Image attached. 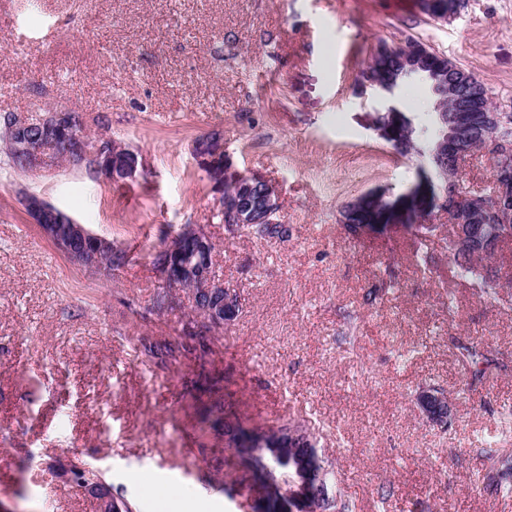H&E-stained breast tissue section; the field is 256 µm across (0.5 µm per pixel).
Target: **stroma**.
<instances>
[{
    "label": "stroma",
    "mask_w": 512,
    "mask_h": 512,
    "mask_svg": "<svg viewBox=\"0 0 512 512\" xmlns=\"http://www.w3.org/2000/svg\"><path fill=\"white\" fill-rule=\"evenodd\" d=\"M422 41L481 80L512 113V0H465L438 22L417 0H0V113L81 112L145 160L102 182L67 163L31 173L0 153V504L8 512H100L59 478L97 465L136 512H251L258 491L205 408L275 428L304 426L354 512H512V481L485 488V455L512 456V284L481 292L448 271V213L414 158L373 125L365 78L379 44ZM395 106L426 125L424 81ZM219 131L235 170L278 190L283 243L232 233L192 142ZM35 194L123 248L105 279L73 265L31 224ZM373 194L394 221L352 237L341 207ZM435 225L434 264L410 227ZM202 225L243 307L206 355L144 362L137 337L182 338L188 301L151 309L150 256ZM503 362L464 386L456 341ZM452 414L430 424L417 395Z\"/></svg>",
    "instance_id": "35a3bbf8"
}]
</instances>
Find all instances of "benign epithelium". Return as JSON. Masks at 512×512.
Segmentation results:
<instances>
[{
    "label": "benign epithelium",
    "instance_id": "7a95c632",
    "mask_svg": "<svg viewBox=\"0 0 512 512\" xmlns=\"http://www.w3.org/2000/svg\"><path fill=\"white\" fill-rule=\"evenodd\" d=\"M15 139L9 144L25 169L37 172L50 167L54 151L44 147L49 140L65 155L88 168L92 173L108 181L134 180L144 169V161L129 164L121 159L122 148L112 138L102 135L91 141L86 133L76 132L77 125H85L84 119L70 110L55 109L48 113L10 114ZM39 119L46 135L32 141L26 135L31 118ZM467 132L465 116L452 114L448 131L440 133L438 146L446 145ZM490 151L494 169L495 204L489 206L478 195H456L451 202L454 219L451 223V239L454 252L471 254L483 250L497 253L503 239L512 235V151L497 147L494 140L486 141L476 151L458 153L448 168V180L462 174L464 166L475 152ZM192 155L198 166L212 173V191L216 214L224 224H258L281 222L278 191L274 184L257 174H241L229 171L228 156L224 150V137L219 132L194 141ZM24 210L43 235L72 263L88 272L106 277L109 268L102 257L118 251L112 240L92 232L86 225L59 223L55 207L35 196L21 198ZM160 252L168 256V263L156 272L169 288L170 298L177 299L176 291L185 292L190 300L191 319L185 323L184 336L188 341L201 344L200 337H215L222 333L239 313L241 298L224 285L214 270L213 242L197 224H184L163 243ZM427 417L438 425L447 424L450 404L446 397L423 390L418 396ZM266 448H286L292 456L296 477L289 478L266 488L262 512H322L324 500L335 496L330 490L329 469L324 458L315 448L310 433L302 427L254 432L250 447L239 456L246 463ZM56 471L65 481L79 485L80 489L96 499L100 512H121L120 503L106 494L103 482H86L80 478L85 466L75 457L58 460Z\"/></svg>",
    "mask_w": 512,
    "mask_h": 512
}]
</instances>
